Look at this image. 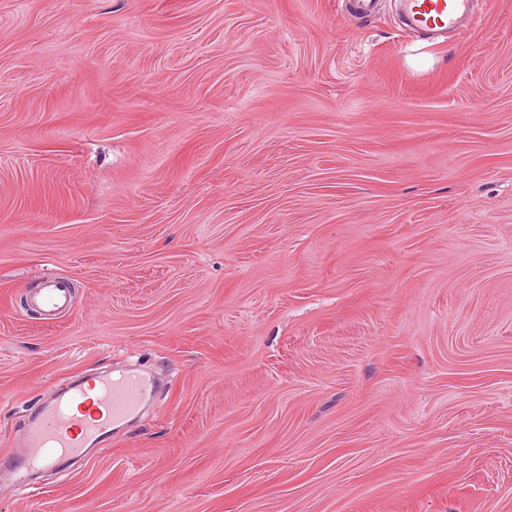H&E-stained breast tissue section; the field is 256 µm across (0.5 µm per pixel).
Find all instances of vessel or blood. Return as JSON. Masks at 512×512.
Instances as JSON below:
<instances>
[{
  "label": "vessel or blood",
  "instance_id": "b4317fda",
  "mask_svg": "<svg viewBox=\"0 0 512 512\" xmlns=\"http://www.w3.org/2000/svg\"><path fill=\"white\" fill-rule=\"evenodd\" d=\"M401 5L409 27L438 40L460 32L472 15L473 0H401ZM69 288L65 277L47 279L32 303L47 315H57L68 306ZM154 389L153 380L137 371L109 372L61 389L39 404L24 431L21 470L49 471L60 460L80 461L92 450L108 447Z\"/></svg>",
  "mask_w": 512,
  "mask_h": 512
}]
</instances>
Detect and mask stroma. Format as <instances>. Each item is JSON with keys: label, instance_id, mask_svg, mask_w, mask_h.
<instances>
[{"label": "stroma", "instance_id": "1", "mask_svg": "<svg viewBox=\"0 0 512 512\" xmlns=\"http://www.w3.org/2000/svg\"><path fill=\"white\" fill-rule=\"evenodd\" d=\"M135 363L0 512H512V0H0V461ZM473 0H401L409 27L431 40L459 33L462 22L472 15ZM69 288V282L63 276L47 279L43 287L32 295V303L47 315H57L63 312L68 306ZM154 390L153 380L138 371H111L61 389L35 409L18 445L20 469L49 471L62 459L80 461L107 448ZM88 402L95 414L79 415L75 409Z\"/></svg>", "mask_w": 512, "mask_h": 512}]
</instances>
